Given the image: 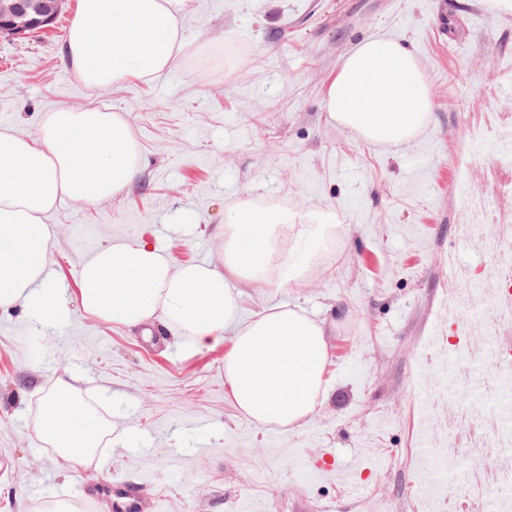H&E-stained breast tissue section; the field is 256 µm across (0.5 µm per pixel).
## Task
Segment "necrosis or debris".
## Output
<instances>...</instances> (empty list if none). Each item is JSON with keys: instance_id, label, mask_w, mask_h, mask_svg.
Masks as SVG:
<instances>
[{"instance_id": "1", "label": "necrosis or debris", "mask_w": 512, "mask_h": 512, "mask_svg": "<svg viewBox=\"0 0 512 512\" xmlns=\"http://www.w3.org/2000/svg\"><path fill=\"white\" fill-rule=\"evenodd\" d=\"M453 190L466 202V221L462 226V233L471 239L487 241L493 252L498 280L494 298L487 301L475 288L483 276L482 270L470 268L459 276L460 286L454 291L457 314L450 320L449 332L453 344L464 354V361L458 372L465 375L478 364L488 349H495L500 361L512 359L511 347H493L489 336L474 331L471 322L462 316L463 311L478 305L491 325H512V251L499 245L501 228L512 223V216L506 214L504 206L505 201L512 199V185L502 186L494 199L478 184L465 179L455 184ZM468 420L469 417L465 414L448 420V428L455 435L452 454L467 457L477 465L493 462L497 485L511 488L512 452L508 451L507 445L512 441L503 434L498 414L493 411L483 412L484 435L477 441L473 440L472 432L467 427ZM448 501L452 505L451 512H512L511 500L492 494L487 485L472 479L464 484L462 491L449 492Z\"/></svg>"}]
</instances>
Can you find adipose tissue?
Masks as SVG:
<instances>
[{"mask_svg": "<svg viewBox=\"0 0 512 512\" xmlns=\"http://www.w3.org/2000/svg\"><path fill=\"white\" fill-rule=\"evenodd\" d=\"M188 0H79L65 54L81 83L104 92L135 76L150 80L182 52L180 18ZM330 120L374 144L400 146L432 108L414 54L393 38L361 42L341 61L325 96ZM141 154L123 118L96 108L62 106L36 135L0 131V308L22 305L37 321L60 324L70 308L50 271L45 214L64 198L104 200L139 173ZM316 232L287 212L247 204L224 226V266L172 269L158 248L133 239L97 250L82 266V308L109 322L138 326L161 320L169 334L201 347L224 330L238 288L259 282L287 287L303 277L278 249L279 239L314 245ZM224 356V381L237 408L261 426L294 427L314 410L323 387L322 322L290 305L236 326ZM37 428L72 462L95 447L102 426L84 404L49 396Z\"/></svg>", "mask_w": 512, "mask_h": 512, "instance_id": "1", "label": "adipose tissue"}]
</instances>
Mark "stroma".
I'll return each mask as SVG.
<instances>
[{
	"label": "stroma",
	"mask_w": 512,
	"mask_h": 512,
	"mask_svg": "<svg viewBox=\"0 0 512 512\" xmlns=\"http://www.w3.org/2000/svg\"><path fill=\"white\" fill-rule=\"evenodd\" d=\"M78 0L55 27L0 36V131L35 135L60 106L119 113L141 150L137 177L106 200L62 199L46 215L67 323L0 309V505L43 512L83 486L141 477L156 512H424L417 481L492 467L426 462L448 433L425 415L466 410L448 346L455 282L448 255L492 267L463 241L458 176L496 188L512 170L497 147L472 152L467 125L512 117V12L491 0H190L187 49L166 72L87 89L64 56ZM400 40L432 94L426 125L402 146L374 145L324 106L341 59L368 38ZM247 201L296 221L334 211L337 228L309 258L304 283L243 287L236 322L276 304L322 321L324 393L296 428L261 427L224 382L228 333L191 347L161 326L143 331L85 312L79 271L100 247L139 237L171 264L224 263L227 211ZM72 391L106 433L84 464L36 425L48 396Z\"/></svg>",
	"instance_id": "35a3bbf8"
}]
</instances>
